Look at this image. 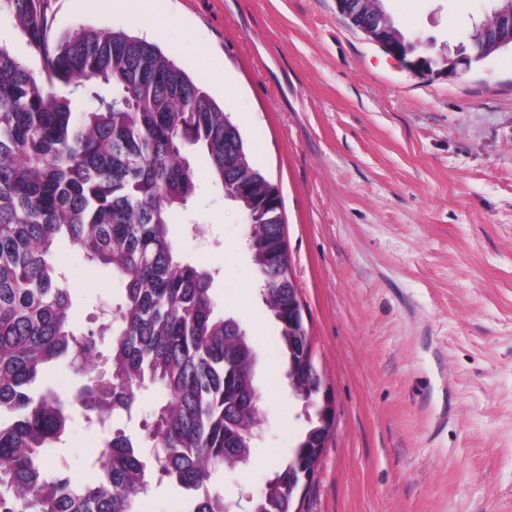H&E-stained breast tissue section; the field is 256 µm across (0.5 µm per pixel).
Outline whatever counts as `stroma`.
Here are the masks:
<instances>
[{
    "label": "stroma",
    "instance_id": "stroma-1",
    "mask_svg": "<svg viewBox=\"0 0 512 512\" xmlns=\"http://www.w3.org/2000/svg\"><path fill=\"white\" fill-rule=\"evenodd\" d=\"M427 52H455L492 0H382ZM185 36L178 65L221 82L251 158L280 189L291 273L335 426L305 512H512V52L458 77L422 76L387 55L336 0H166ZM53 30L146 37L117 0H49ZM242 212L200 177L177 252L203 263L217 312L257 355L262 432L247 467L220 472L233 503L259 495L305 425L283 376L278 330L242 246ZM79 331L99 330L123 292L111 267L67 239ZM112 436L75 409L48 469L80 486Z\"/></svg>",
    "mask_w": 512,
    "mask_h": 512
}]
</instances>
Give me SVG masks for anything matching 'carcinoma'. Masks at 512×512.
I'll list each match as a JSON object with an SVG mask.
<instances>
[{
	"label": "carcinoma",
	"instance_id": "cac0c4a2",
	"mask_svg": "<svg viewBox=\"0 0 512 512\" xmlns=\"http://www.w3.org/2000/svg\"><path fill=\"white\" fill-rule=\"evenodd\" d=\"M1 17L41 70L0 48V512H136L137 498L165 483L191 492L189 512H229L211 485L251 455L245 431L260 418L251 351L215 313L207 270L177 256L169 226L196 194L197 157L251 229L247 249L270 286L286 354L295 286L280 190L252 163L231 116L156 44L86 26L55 34L48 0H0ZM60 238L124 285L116 319L97 333L109 336L106 356L97 334L69 322L53 262ZM66 359L88 378L77 403L89 421L130 419L139 394L166 391L144 422L155 457L117 427L96 484L75 487L44 468L72 410L38 382ZM305 415L306 435L273 474L278 490L251 499L250 512H292L288 465L308 457L307 434L319 426Z\"/></svg>",
	"mask_w": 512,
	"mask_h": 512
}]
</instances>
